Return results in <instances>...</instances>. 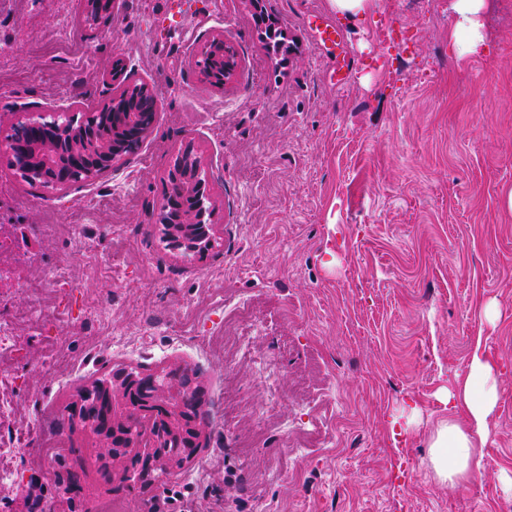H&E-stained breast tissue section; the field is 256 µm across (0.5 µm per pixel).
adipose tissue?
Returning <instances> with one entry per match:
<instances>
[{"mask_svg":"<svg viewBox=\"0 0 512 512\" xmlns=\"http://www.w3.org/2000/svg\"><path fill=\"white\" fill-rule=\"evenodd\" d=\"M448 7L457 17L448 32V48L455 61L463 64L482 52L485 2L449 0ZM497 370L495 362L473 356L467 374L443 394L456 414L441 421L432 433L430 460L438 479L449 486L462 483L481 466L500 399Z\"/></svg>","mask_w":512,"mask_h":512,"instance_id":"obj_1","label":"adipose tissue"}]
</instances>
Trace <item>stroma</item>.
<instances>
[{
	"instance_id": "stroma-1",
	"label": "stroma",
	"mask_w": 512,
	"mask_h": 512,
	"mask_svg": "<svg viewBox=\"0 0 512 512\" xmlns=\"http://www.w3.org/2000/svg\"><path fill=\"white\" fill-rule=\"evenodd\" d=\"M260 9L287 54L250 0H112L97 24L83 0H0V123L100 103L118 59L159 109L90 185L51 192L0 159V320L27 314L0 365V512H70L49 451L95 450L57 419L116 365L188 368L204 446L159 488L115 493L85 466L80 512H512V23L486 18L485 53L460 66L448 0H380L360 23L328 0ZM218 29L238 56L221 86L192 57ZM185 143L216 183L202 258L165 251L150 208ZM242 303L262 333L225 340ZM476 354L500 402L481 469L451 487L430 438Z\"/></svg>"
}]
</instances>
